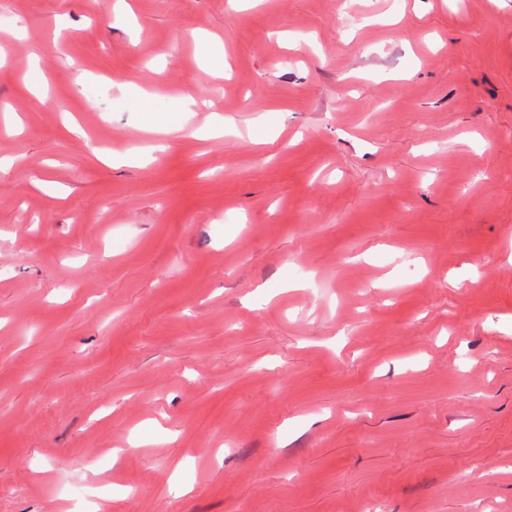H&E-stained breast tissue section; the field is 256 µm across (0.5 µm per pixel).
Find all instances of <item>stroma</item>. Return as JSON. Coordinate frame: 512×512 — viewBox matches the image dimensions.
I'll return each instance as SVG.
<instances>
[{
	"instance_id": "1",
	"label": "stroma",
	"mask_w": 512,
	"mask_h": 512,
	"mask_svg": "<svg viewBox=\"0 0 512 512\" xmlns=\"http://www.w3.org/2000/svg\"><path fill=\"white\" fill-rule=\"evenodd\" d=\"M0 0V512H512V0Z\"/></svg>"
}]
</instances>
